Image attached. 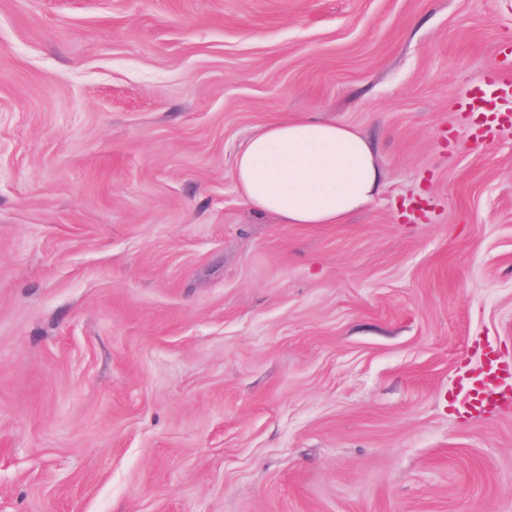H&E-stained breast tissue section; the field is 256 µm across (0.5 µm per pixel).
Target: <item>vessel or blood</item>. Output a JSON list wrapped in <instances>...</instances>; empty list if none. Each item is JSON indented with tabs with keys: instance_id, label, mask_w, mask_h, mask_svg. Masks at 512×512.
Instances as JSON below:
<instances>
[{
	"instance_id": "obj_1",
	"label": "vessel or blood",
	"mask_w": 512,
	"mask_h": 512,
	"mask_svg": "<svg viewBox=\"0 0 512 512\" xmlns=\"http://www.w3.org/2000/svg\"><path fill=\"white\" fill-rule=\"evenodd\" d=\"M458 107L472 117L480 136L492 134L512 122V78L488 76L461 94ZM458 396L473 417L498 406H512V366L503 363L492 347H485L481 370L459 377Z\"/></svg>"
}]
</instances>
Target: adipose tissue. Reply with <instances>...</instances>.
Instances as JSON below:
<instances>
[{"label":"adipose tissue","mask_w":512,"mask_h":512,"mask_svg":"<svg viewBox=\"0 0 512 512\" xmlns=\"http://www.w3.org/2000/svg\"><path fill=\"white\" fill-rule=\"evenodd\" d=\"M234 177L257 213L285 224H338L379 196L383 167L361 131L297 117L254 134L235 157Z\"/></svg>","instance_id":"adipose-tissue-1"}]
</instances>
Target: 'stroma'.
Listing matches in <instances>:
<instances>
[{"instance_id":"1","label":"stroma","mask_w":512,"mask_h":512,"mask_svg":"<svg viewBox=\"0 0 512 512\" xmlns=\"http://www.w3.org/2000/svg\"><path fill=\"white\" fill-rule=\"evenodd\" d=\"M512 0H0V512H512ZM362 131L339 224L251 209L269 121ZM458 107L473 119L481 137L499 130L512 119V81L509 76L489 75L480 85L467 88ZM458 396L471 417L498 406H512V367L503 363L491 346H485L481 370L459 377Z\"/></svg>"}]
</instances>
